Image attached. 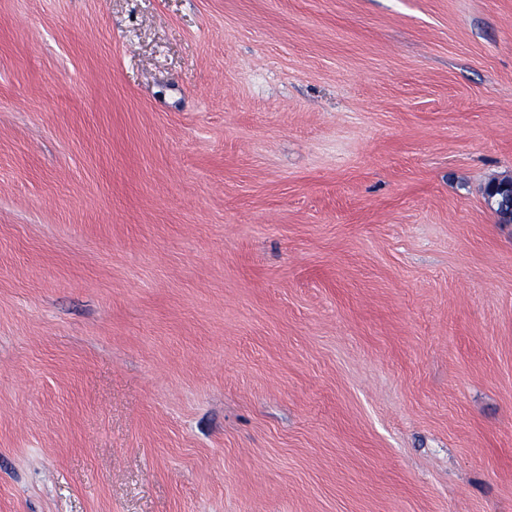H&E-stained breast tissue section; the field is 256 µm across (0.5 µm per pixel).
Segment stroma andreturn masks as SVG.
Masks as SVG:
<instances>
[{"label":"stroma","mask_w":512,"mask_h":512,"mask_svg":"<svg viewBox=\"0 0 512 512\" xmlns=\"http://www.w3.org/2000/svg\"><path fill=\"white\" fill-rule=\"evenodd\" d=\"M512 0H0V512H512ZM500 189H509L512 193V178L502 180L494 179L487 185L486 190L488 200L491 202V204L493 203L496 206L493 209L499 217V220L504 224H510L512 223V206L509 210L506 198L504 195L500 194V192H498L494 197H491L490 194L491 191Z\"/></svg>","instance_id":"1"}]
</instances>
